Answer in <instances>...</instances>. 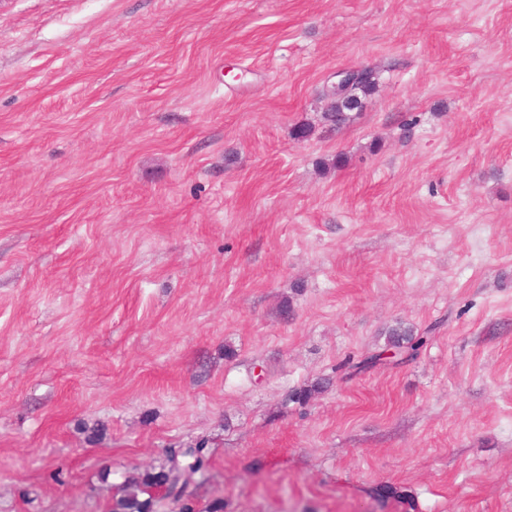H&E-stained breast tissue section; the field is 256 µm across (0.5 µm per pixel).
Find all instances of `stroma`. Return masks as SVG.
<instances>
[{"mask_svg": "<svg viewBox=\"0 0 512 512\" xmlns=\"http://www.w3.org/2000/svg\"><path fill=\"white\" fill-rule=\"evenodd\" d=\"M198 446V512H512V0H0V512ZM375 89V82L369 75L358 86L355 87L354 95L345 99H334L328 106L323 118L336 129L342 126L348 119L347 111L360 109L363 106L362 98L370 95ZM435 330V327L431 326L422 334H416L412 328L399 323L388 330L385 346L393 348L404 347L411 356H415L423 346L432 340L434 336L427 335Z\"/></svg>", "mask_w": 512, "mask_h": 512, "instance_id": "1", "label": "stroma"}]
</instances>
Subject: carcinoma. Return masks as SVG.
Listing matches in <instances>:
<instances>
[{
  "label": "carcinoma",
  "instance_id": "obj_1",
  "mask_svg": "<svg viewBox=\"0 0 512 512\" xmlns=\"http://www.w3.org/2000/svg\"><path fill=\"white\" fill-rule=\"evenodd\" d=\"M375 89L372 77L365 78L355 87L354 95L345 99L332 101L323 118L332 126L340 127L348 119V112L360 109L363 106L362 98L371 94ZM436 330L431 326L421 334L402 324L390 328L387 332L386 346L393 348H406L410 355H416L419 350L432 340L430 333ZM209 459L203 452V448H182L169 458L167 469L158 473H147L139 481L131 485L128 491L119 499L113 512H153L154 500L147 496V489L156 483L167 482L171 488L185 489L193 482L196 475L202 476L207 471Z\"/></svg>",
  "mask_w": 512,
  "mask_h": 512
}]
</instances>
